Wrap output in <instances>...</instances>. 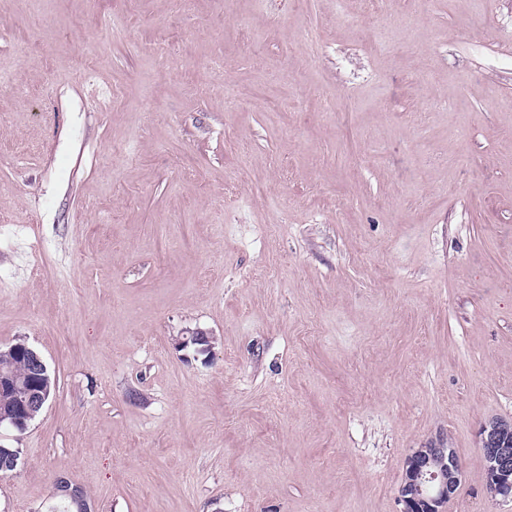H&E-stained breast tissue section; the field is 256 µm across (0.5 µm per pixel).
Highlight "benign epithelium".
<instances>
[{"instance_id":"obj_1","label":"benign epithelium","mask_w":512,"mask_h":512,"mask_svg":"<svg viewBox=\"0 0 512 512\" xmlns=\"http://www.w3.org/2000/svg\"><path fill=\"white\" fill-rule=\"evenodd\" d=\"M194 345L205 353L211 349V334L196 329L181 342V347ZM31 374L40 379L47 371L42 357L27 346ZM44 397L38 390H30L17 399L10 409L0 411V424L13 425L20 420H34L43 408ZM481 448L486 461V487L493 496L512 498V422L492 419L480 431ZM461 466L452 448H417L406 460L398 498L403 512H442L444 505L457 492L461 483ZM61 492L70 505L79 512H88L83 506L85 496L78 486L64 483Z\"/></svg>"}]
</instances>
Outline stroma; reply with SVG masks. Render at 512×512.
I'll return each instance as SVG.
<instances>
[{
    "mask_svg": "<svg viewBox=\"0 0 512 512\" xmlns=\"http://www.w3.org/2000/svg\"><path fill=\"white\" fill-rule=\"evenodd\" d=\"M385 8L0 0V345L56 383L0 512H402L434 444L512 512V0ZM486 487L492 496L512 498V422L492 419L480 431Z\"/></svg>",
    "mask_w": 512,
    "mask_h": 512,
    "instance_id": "1",
    "label": "stroma"
}]
</instances>
